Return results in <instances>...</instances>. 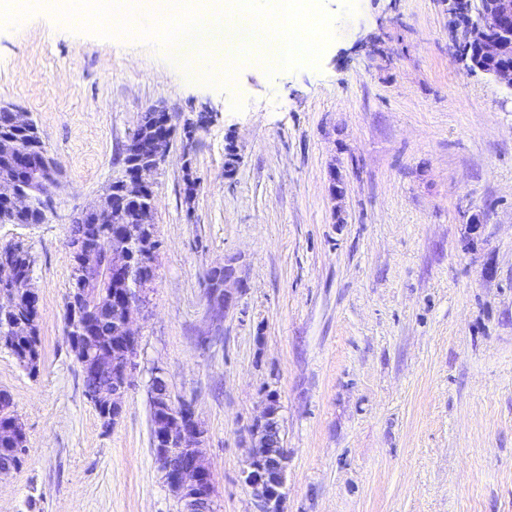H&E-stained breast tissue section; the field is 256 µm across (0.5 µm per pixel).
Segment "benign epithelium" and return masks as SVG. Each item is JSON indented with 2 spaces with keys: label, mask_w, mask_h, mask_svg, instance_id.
Instances as JSON below:
<instances>
[{
  "label": "benign epithelium",
  "mask_w": 512,
  "mask_h": 512,
  "mask_svg": "<svg viewBox=\"0 0 512 512\" xmlns=\"http://www.w3.org/2000/svg\"><path fill=\"white\" fill-rule=\"evenodd\" d=\"M476 7L479 15L490 17L493 23L476 20L463 29L468 68L484 72L512 90V64L492 70L484 67V62L501 57L512 46V0H476ZM171 134L168 117L163 112L156 132L147 142L145 156L137 161H124L121 176L116 178L126 198L140 204L146 212L154 210L150 177L165 161ZM1 153H12L25 163V183L0 168V189L13 186L11 208L17 214H25L34 203L29 185L43 183L46 185L44 195H50L57 182L56 163L43 150L34 154L23 150L18 142L3 137H0ZM133 259V253L125 248L112 249V274L124 283L138 279V266L133 264ZM234 280L235 269L226 265L224 277L212 282L214 298L226 308L232 302L226 285ZM142 292L141 288L129 290L118 302L124 311L121 332L127 341L125 349L113 354L103 351L100 348L102 337L96 335L91 325L75 338L84 375L92 382L90 400L108 425L115 424L122 413V399L136 368L138 334L134 321L143 304ZM155 396L158 408L164 410V416L155 423V461L164 472L170 491L180 499L183 512H212L214 485L211 471L204 462V430L193 406L188 402L175 404L166 390ZM277 406V394H268L262 415L254 424V445L241 474L243 483L253 490L257 512H281L285 498L288 450L282 444Z\"/></svg>",
  "instance_id": "obj_1"
}]
</instances>
